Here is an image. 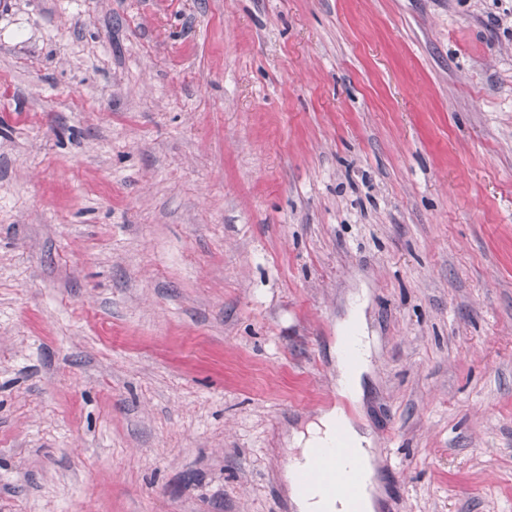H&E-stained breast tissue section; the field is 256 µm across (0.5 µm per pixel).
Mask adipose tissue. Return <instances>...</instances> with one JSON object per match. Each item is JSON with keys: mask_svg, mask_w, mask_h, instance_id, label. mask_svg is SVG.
<instances>
[{"mask_svg": "<svg viewBox=\"0 0 512 512\" xmlns=\"http://www.w3.org/2000/svg\"><path fill=\"white\" fill-rule=\"evenodd\" d=\"M338 344L349 345L357 353L356 363L338 360L336 390L352 402H361L364 391V375L369 370L371 342L366 332L364 306L352 303L346 317L338 326ZM343 437L356 451L363 481L355 502L342 496L332 497L312 485L301 484L298 473L311 462L315 450L331 446L336 437ZM291 442L296 454L289 465L285 478L288 494L297 512H378L380 507L377 480L378 455L368 431L357 426L344 412L336 407L322 412L305 430L293 431Z\"/></svg>", "mask_w": 512, "mask_h": 512, "instance_id": "1", "label": "adipose tissue"}]
</instances>
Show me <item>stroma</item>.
Masks as SVG:
<instances>
[{
	"label": "stroma",
	"mask_w": 512,
	"mask_h": 512,
	"mask_svg": "<svg viewBox=\"0 0 512 512\" xmlns=\"http://www.w3.org/2000/svg\"><path fill=\"white\" fill-rule=\"evenodd\" d=\"M336 406L512 512V0H0V512H294ZM364 303L354 302L346 317L338 325L336 342V391L352 402L361 403L364 397V374L368 372L371 359V342L366 332ZM344 344H349L357 353L355 364L344 360Z\"/></svg>",
	"instance_id": "35a3bbf8"
}]
</instances>
